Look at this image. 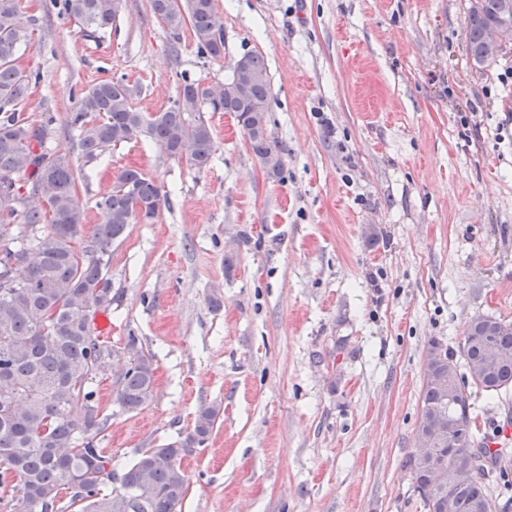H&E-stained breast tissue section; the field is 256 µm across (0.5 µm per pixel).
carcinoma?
Listing matches in <instances>:
<instances>
[{"mask_svg":"<svg viewBox=\"0 0 512 512\" xmlns=\"http://www.w3.org/2000/svg\"><path fill=\"white\" fill-rule=\"evenodd\" d=\"M512 0H471L465 22L469 53L479 65L497 60L500 46L483 55L486 26L499 21ZM120 0H62L64 11L88 37L112 27ZM150 8L174 37L190 25L197 52L224 58V25L214 0H150ZM35 19L21 0H0V501L12 512H54L66 486L83 480L70 496L74 512H181L189 488L177 459L203 444L220 407L202 405L193 435L183 443L148 448L117 477L112 457L99 447L106 418L97 392V375L112 348L96 333L93 316L112 309L106 277L112 244L130 224L157 221L167 196L142 172L126 168L97 201L104 221L94 225L89 245L75 249L85 229L77 196L80 171L66 155L46 143L51 115L38 124L24 117L29 77L19 67ZM229 91L182 79L180 92L160 112L132 106L134 89L122 78L97 82L80 96L69 125L78 132L81 157L91 163L110 146L140 139L153 142L169 158L183 159L199 172L210 168L215 142L201 109L231 112L254 155L282 178L280 151L262 130L270 123V79L263 57L245 54L232 65ZM21 218L25 235L14 234ZM127 365L119 375L113 403L136 412L153 400L154 358L134 336L124 345ZM462 354L467 374L455 373L454 387L423 380L422 411L457 430L436 436L439 457L472 471L469 483L452 492L453 512H486L495 504L489 478L512 488L507 449L490 448L475 428L468 386L486 392L512 389V322L476 317L467 326ZM414 492L430 509L428 472L410 459ZM119 480L120 489L105 492Z\"/></svg>","mask_w":512,"mask_h":512,"instance_id":"cac0c4a2","label":"carcinoma"}]
</instances>
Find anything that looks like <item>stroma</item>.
Here are the masks:
<instances>
[{
    "mask_svg": "<svg viewBox=\"0 0 512 512\" xmlns=\"http://www.w3.org/2000/svg\"><path fill=\"white\" fill-rule=\"evenodd\" d=\"M224 57L198 56L149 0H125L84 36L52 0L20 61L25 114L52 115L48 147L81 166L88 224L120 170L163 185L156 223L112 246L116 300L104 340L137 336L156 366L152 403L98 390L99 445L115 473L142 450L183 442L201 405L220 406L184 456L182 512H425L417 451L431 342L460 351L477 316L512 322V48L476 65L469 0H215ZM248 53L271 81L272 179L229 112H210L215 156L197 172L148 140L84 163L68 120L81 90L121 77L150 114L182 78L223 82ZM234 252L232 268L224 256ZM477 427L512 429V390H472Z\"/></svg>",
    "mask_w": 512,
    "mask_h": 512,
    "instance_id": "stroma-1",
    "label": "stroma"
}]
</instances>
